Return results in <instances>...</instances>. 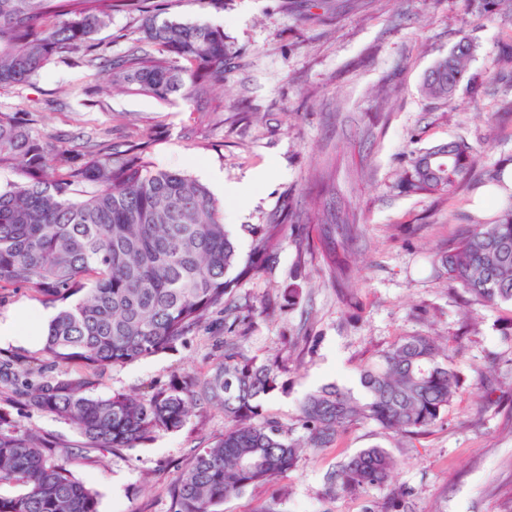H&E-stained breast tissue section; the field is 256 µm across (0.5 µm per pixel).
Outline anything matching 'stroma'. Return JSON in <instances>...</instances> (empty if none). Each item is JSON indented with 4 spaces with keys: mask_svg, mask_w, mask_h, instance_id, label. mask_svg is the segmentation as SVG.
Instances as JSON below:
<instances>
[{
    "mask_svg": "<svg viewBox=\"0 0 512 512\" xmlns=\"http://www.w3.org/2000/svg\"><path fill=\"white\" fill-rule=\"evenodd\" d=\"M172 15L223 28L239 53L225 67L212 110L182 100L163 104L122 92L88 94L97 84L86 56L58 58L33 83L0 88V111L37 112L54 139L104 131L124 148L152 135L158 167L184 170L224 205L241 256L247 226L279 224L271 273L240 282L237 302L272 301V315H246L237 335L258 359L276 357L287 373L263 403L290 438L303 436L300 400L327 384L355 386L361 366L403 336L428 334L456 349L460 393L425 434L402 438L372 422L344 430L330 447L305 450L295 467L225 502L224 512H512V303L472 299L433 265L434 252L502 209L472 211L480 171L512 164V67H498L512 44V13L480 14L473 0H345L310 17L303 0H224L223 10L177 0ZM141 18L117 13L97 41L112 55L139 36ZM476 45L470 83L433 104L419 91L424 73L460 33ZM462 140L477 174L443 197L399 184L406 156ZM330 165L336 199L359 218L351 286L341 295L318 251L322 220L318 171ZM296 297H289V290ZM223 310H215L169 349L95 376L93 394H141L179 377L208 375L224 351ZM22 429L61 450L97 494L99 512H170L169 484L194 448L224 434L222 410L204 406L180 431L116 452L87 445L52 414L9 405ZM394 459L387 487L326 493V476L363 448Z\"/></svg>",
    "mask_w": 512,
    "mask_h": 512,
    "instance_id": "stroma-1",
    "label": "stroma"
}]
</instances>
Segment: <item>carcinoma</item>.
<instances>
[{
	"label": "carcinoma",
	"mask_w": 512,
	"mask_h": 512,
	"mask_svg": "<svg viewBox=\"0 0 512 512\" xmlns=\"http://www.w3.org/2000/svg\"><path fill=\"white\" fill-rule=\"evenodd\" d=\"M158 0H0V87L24 85L65 53L95 47V36L118 12L142 15L141 37L127 54L92 56L108 86L158 102L208 103L224 79L229 47L224 30L182 22ZM476 46L465 33L442 73L420 86L428 100L448 98L469 74ZM39 118L0 112V170L20 181L0 188V288H30L59 303L42 340V361L80 371L28 381L30 365L0 359V387L10 398L50 413L93 448H133L181 430L202 403L224 410V435L194 450L170 484L171 512H222L224 501L248 487L274 482L302 448H327L358 421L403 437L443 418L458 386L454 356L433 337L405 336L359 371L362 396L338 384L308 394L298 409L301 440L262 410L286 373L277 357L245 354L237 336L224 337V355L203 378L186 376L141 397L87 394L98 371L133 363L171 347L215 308L236 323L242 305L230 300L243 279L276 262L280 224L247 227L251 249L242 259L223 205L184 171L162 169L141 142L121 150L106 139L67 147L44 138ZM445 168L429 173L408 161L410 192L449 196L471 174L475 157L451 141ZM357 216L348 205L327 211L318 234L330 276L350 283L348 241ZM441 275L489 305L512 303V205L493 224H480L435 253ZM40 434L20 430L0 409V512H99L96 492L67 465L52 460ZM393 469L384 448H364L327 476L331 493L386 485Z\"/></svg>",
	"instance_id": "1"
}]
</instances>
